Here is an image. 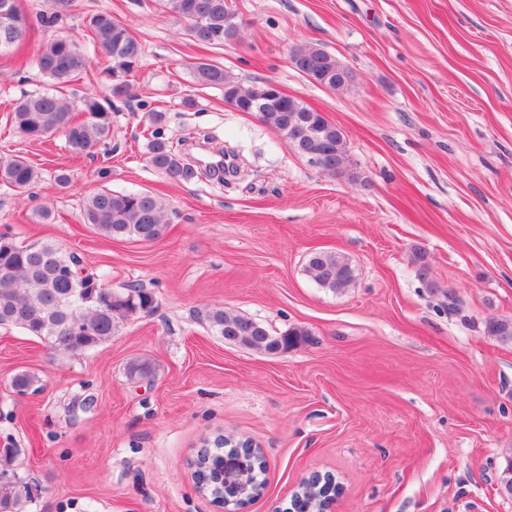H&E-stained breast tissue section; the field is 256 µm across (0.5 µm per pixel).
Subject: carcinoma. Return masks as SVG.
I'll use <instances>...</instances> for the list:
<instances>
[{"instance_id":"1","label":"carcinoma","mask_w":512,"mask_h":512,"mask_svg":"<svg viewBox=\"0 0 512 512\" xmlns=\"http://www.w3.org/2000/svg\"><path fill=\"white\" fill-rule=\"evenodd\" d=\"M51 14L42 17L54 23L75 8V0H47ZM163 7L183 22L188 32L202 45H224L238 39L241 24L229 8L227 0H161ZM89 26L97 37L96 44L106 57L111 96L129 97V76L142 55L137 38L112 14L100 12L90 17ZM29 19L19 0H0V56L27 39ZM38 71L53 85H64L74 76L89 69V57L68 35H58L39 49L32 60ZM196 83L224 88V101L242 112L250 110V99L257 87H244L224 70L207 62L192 66ZM308 78L331 90L343 91L354 81L336 78V56L318 61ZM266 112L261 120L271 126L287 148L302 158L317 157L318 169L334 175L341 173L356 178L346 141L336 142V125L309 111L299 99L284 95L274 101H262ZM86 115L74 121L73 110ZM16 130L31 140L61 133L74 154L89 152L112 138V116L109 107L92 94L72 103L51 91L29 94L19 99L12 112ZM147 161L173 183H189L199 177L198 167L186 162L173 144L153 135L149 141ZM40 180V172L25 157L16 155L0 159V181L21 193ZM84 223L109 238L157 241L167 232L164 204L146 192H114L101 189L88 196L83 204ZM79 261L55 242L45 241L20 245L7 234H0V327L13 326L43 340L56 352L78 354L92 350L112 339L125 323L156 309V298L146 288L127 286L103 288L99 275L75 276ZM304 271L321 288L339 291L356 279L355 269L344 256L332 251H314L307 257ZM206 321L219 336L235 327L243 336L240 345L265 352L268 345L247 340L252 335L253 319L215 308L207 312ZM488 335L502 342L512 341V318H491L485 324ZM154 365L137 359L126 367L130 379L154 374ZM17 448L0 449V512H29L34 499L31 486L16 479L13 462ZM336 490L329 475L307 484L298 491L316 509Z\"/></svg>"}]
</instances>
